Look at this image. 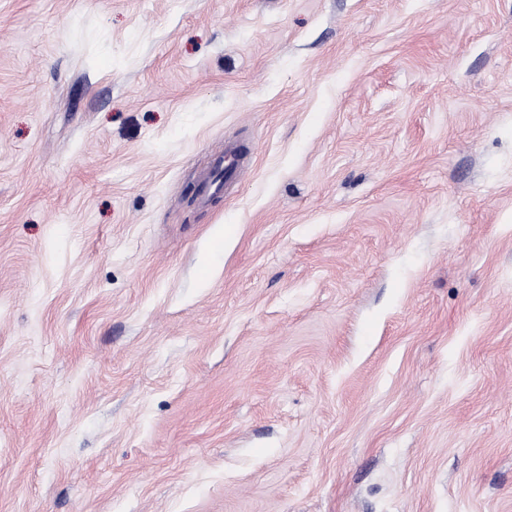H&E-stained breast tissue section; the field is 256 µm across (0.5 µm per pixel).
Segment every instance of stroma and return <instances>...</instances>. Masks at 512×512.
Instances as JSON below:
<instances>
[{
  "instance_id": "stroma-1",
  "label": "stroma",
  "mask_w": 512,
  "mask_h": 512,
  "mask_svg": "<svg viewBox=\"0 0 512 512\" xmlns=\"http://www.w3.org/2000/svg\"><path fill=\"white\" fill-rule=\"evenodd\" d=\"M0 512H512V0H0Z\"/></svg>"
}]
</instances>
